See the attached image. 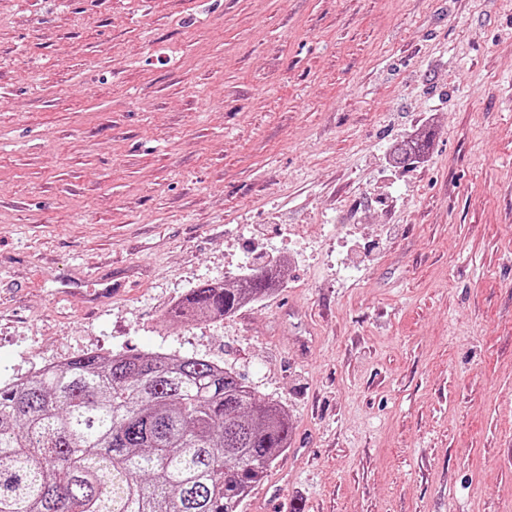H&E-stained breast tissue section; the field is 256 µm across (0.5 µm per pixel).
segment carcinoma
I'll return each mask as SVG.
<instances>
[{"label":"carcinoma","mask_w":512,"mask_h":512,"mask_svg":"<svg viewBox=\"0 0 512 512\" xmlns=\"http://www.w3.org/2000/svg\"><path fill=\"white\" fill-rule=\"evenodd\" d=\"M279 277L203 284L171 317L232 314ZM289 441L284 411L214 362L88 352L0 385V512H239Z\"/></svg>","instance_id":"1"}]
</instances>
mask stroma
Here are the masks:
<instances>
[{"label": "stroma", "mask_w": 512, "mask_h": 512, "mask_svg": "<svg viewBox=\"0 0 512 512\" xmlns=\"http://www.w3.org/2000/svg\"><path fill=\"white\" fill-rule=\"evenodd\" d=\"M119 351L286 412L241 512H512V0H0V383ZM278 266L266 263L231 283H207L194 288L182 300L181 307L171 313L172 318L191 321L203 320L198 317H221L238 311L248 300L268 295L270 288L280 277Z\"/></svg>", "instance_id": "1"}]
</instances>
